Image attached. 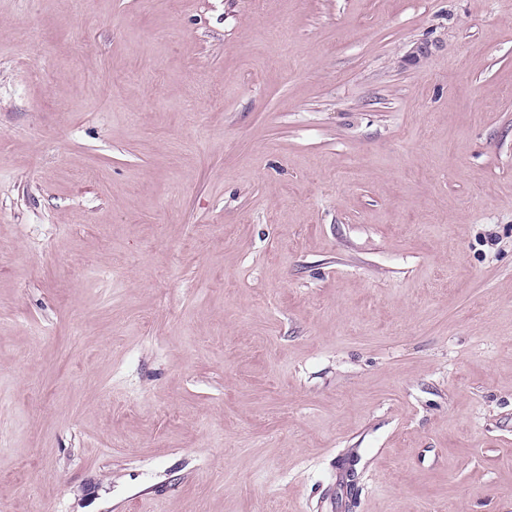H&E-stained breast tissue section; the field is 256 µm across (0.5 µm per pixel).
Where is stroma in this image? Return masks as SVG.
<instances>
[{"instance_id": "obj_1", "label": "stroma", "mask_w": 512, "mask_h": 512, "mask_svg": "<svg viewBox=\"0 0 512 512\" xmlns=\"http://www.w3.org/2000/svg\"><path fill=\"white\" fill-rule=\"evenodd\" d=\"M0 512H512V0H0Z\"/></svg>"}]
</instances>
